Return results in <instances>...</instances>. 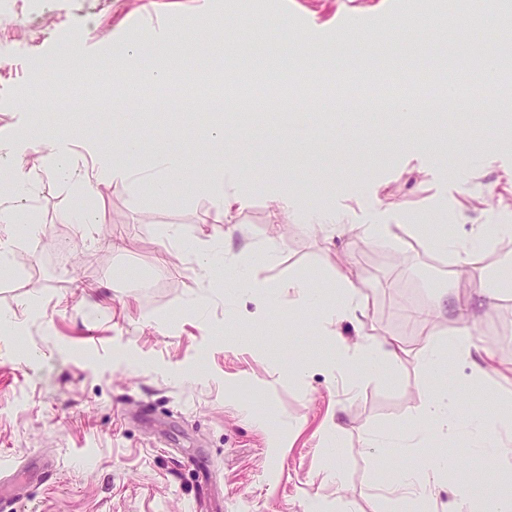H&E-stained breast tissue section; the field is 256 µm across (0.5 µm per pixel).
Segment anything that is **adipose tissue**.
Masks as SVG:
<instances>
[{
	"instance_id": "adipose-tissue-1",
	"label": "adipose tissue",
	"mask_w": 512,
	"mask_h": 512,
	"mask_svg": "<svg viewBox=\"0 0 512 512\" xmlns=\"http://www.w3.org/2000/svg\"><path fill=\"white\" fill-rule=\"evenodd\" d=\"M170 43V38L146 32L137 44L121 45L119 53L113 55L112 63L127 68L132 75L123 86V100L138 98L144 82H166L168 68L164 56ZM50 142L51 150L44 172L62 180L75 199L74 206L59 216L64 224L89 223L85 198L92 183L105 181L135 192L147 191L163 197L167 194L170 176L182 175L188 170V155L181 151L162 156L155 173H137L132 159L147 149L146 139L138 136L126 137L119 148L112 151L101 143L79 139L73 131L55 133ZM24 149L20 140H0V155L14 160L9 178L0 184V224L11 229L9 235L0 236V271L13 268L18 236L36 238L43 232L42 226L24 208L25 201L34 191L31 172L22 160ZM83 152L91 155L93 162L80 169L76 163ZM195 185L208 195L215 211L214 220L218 223L230 220L233 212L243 210L251 203L244 173L237 166L226 168L219 177L197 179ZM267 208L268 219L273 224L297 216L305 223L325 228L333 236L341 237L355 230L350 213L325 200L311 205L304 203L296 194L273 189L267 194ZM171 236L181 244L184 255L203 273L209 287L265 307L276 305L277 292L284 287L296 298L295 314L310 310L318 312V330L330 339L324 369L331 376L344 379L350 391H357L369 380L391 376L400 358V348L394 340L372 338L348 347L333 338L335 324L365 314L368 307L364 293L350 276L337 278L336 293L330 296L315 288L311 279L304 275L289 276L281 283L261 277V269L277 259L273 247L259 248L228 259L224 256L222 237L188 239L177 227L172 228ZM511 237L512 224H476L462 236L441 232L435 244L454 253L461 270L479 271L485 289L496 290L501 285L500 271L512 267V260L495 261L491 255L500 239ZM450 355L468 362L471 377L476 381L481 380L492 366L491 355L481 352L471 329L467 327L459 328L449 340L433 341L422 349L419 364L427 375L435 377L436 382L426 387L423 393L414 429L395 435L400 453L407 460L406 465L387 481L386 500L396 512H411L412 505L416 503L431 505L435 488L441 484L448 470L458 463L457 458L450 454L418 456L417 450L428 431H436L444 438L460 431L467 432L475 452L493 467L512 468V416L462 419L457 411L460 399L457 386L437 375L438 368Z\"/></svg>"
}]
</instances>
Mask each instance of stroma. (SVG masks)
<instances>
[{"mask_svg": "<svg viewBox=\"0 0 512 512\" xmlns=\"http://www.w3.org/2000/svg\"><path fill=\"white\" fill-rule=\"evenodd\" d=\"M444 0H211L210 14L173 54L179 67L173 88L188 82L195 61L220 64L233 54L241 69L260 57L284 60L285 48L302 39L332 44L359 23L372 44L411 40L418 16L438 15ZM197 0H48L40 25L26 30L39 60L55 61L70 50L86 69L105 61L118 39L135 40L143 28L177 27ZM273 23L271 33L252 27L254 17ZM456 53L442 31H428L425 49L411 71L447 75ZM25 66L0 45V135L25 137V160L39 180L27 209L42 224L41 238H20L18 266L0 278V311L17 316L0 329V492L16 512H305L310 498L328 507L345 500L348 512H382L378 492L385 473L403 458L383 450L374 470L366 433L401 431L413 424L428 381L418 355L430 340H447L467 325L494 367L477 384L470 367L448 358L442 374L460 386L461 417L491 408L512 416V293L480 296L478 273L461 275L448 253L429 237L435 224L463 234L474 224L512 220V107L483 112L476 124L427 111L396 120L377 101L344 100L330 121L318 99L296 102L304 120L290 127L270 117L261 127L243 119L252 103L242 99L223 113V139H209V123H195L206 102L155 108L143 125L124 113L97 117L112 90L105 74L97 88L76 93L46 75L45 90H28ZM77 123L89 139L107 142L135 132L156 151L202 145L198 174L245 160L250 206L236 213L229 254L272 245L278 259L264 274L279 280L309 276L326 288L337 274H353L368 296L364 317L340 324L343 340L368 337L400 341L404 354L390 379H373L357 393L323 371L327 340L318 313L292 320L291 295L276 307L242 300L227 313L223 296L209 294L194 264L169 244L165 231L179 226L205 239L221 232L209 198L186 178L170 180L168 199L134 193L108 182L93 185L88 229L62 224L59 214L73 199L64 185L43 173L44 135ZM417 141L459 138L477 147L473 175L457 178L430 164L423 152L395 149L393 128ZM334 193L337 208L363 223L374 202L418 216L424 233L401 232L392 246L371 243L364 233L328 237L299 219L269 223V189ZM172 265H155L163 249ZM468 296L465 314L437 312L436 294ZM306 365L304 383L283 381V372ZM337 426L335 456L319 435ZM447 448L456 468L436 493L438 512H448L450 488L480 483L469 512H497L512 499V469H489L470 452L466 435L435 436L427 454ZM343 469V487L326 477L331 460Z\"/></svg>", "mask_w": 512, "mask_h": 512, "instance_id": "obj_1", "label": "stroma"}]
</instances>
